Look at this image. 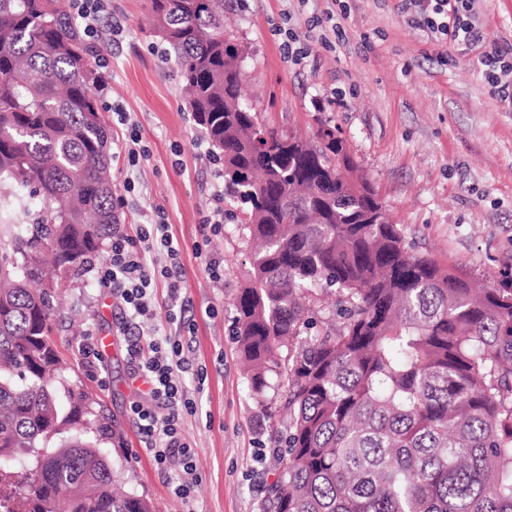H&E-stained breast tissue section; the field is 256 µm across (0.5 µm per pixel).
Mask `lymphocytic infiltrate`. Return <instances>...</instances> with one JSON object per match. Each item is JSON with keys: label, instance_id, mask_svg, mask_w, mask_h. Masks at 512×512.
I'll list each match as a JSON object with an SVG mask.
<instances>
[{"label": "lymphocytic infiltrate", "instance_id": "lymphocytic-infiltrate-1", "mask_svg": "<svg viewBox=\"0 0 512 512\" xmlns=\"http://www.w3.org/2000/svg\"><path fill=\"white\" fill-rule=\"evenodd\" d=\"M475 0H402V11L415 26L436 41L453 45L483 46L479 59L489 84L500 99L512 98V46L493 45L486 27L476 21ZM107 0H73L72 17L89 40L96 45L112 46L123 28L103 24ZM165 252L164 266H151L146 255L152 250ZM180 249L168 233L160 210L147 214L145 223L116 227L107 262L98 267L94 279L99 287L111 289L116 302L127 311L131 321L127 352L147 390L133 402L131 411L138 420L156 467L163 472L176 470L175 494L189 499L198 481L195 451L182 434L183 410L193 403L179 379L185 361L183 347L163 334L152 320L156 314L154 287H167V321L177 319L187 303L183 294Z\"/></svg>", "mask_w": 512, "mask_h": 512}]
</instances>
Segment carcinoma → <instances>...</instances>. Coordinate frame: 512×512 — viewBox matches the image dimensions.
<instances>
[{"mask_svg": "<svg viewBox=\"0 0 512 512\" xmlns=\"http://www.w3.org/2000/svg\"><path fill=\"white\" fill-rule=\"evenodd\" d=\"M150 10L257 245L238 352L266 415L288 412L261 512H512V286L477 291L410 251L340 137L263 124L224 0ZM92 59L68 0H0V491L16 512H153L112 489V420L66 378L45 286L119 223Z\"/></svg>", "mask_w": 512, "mask_h": 512, "instance_id": "cac0c4a2", "label": "carcinoma"}]
</instances>
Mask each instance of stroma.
<instances>
[{"label":"stroma","instance_id":"1","mask_svg":"<svg viewBox=\"0 0 512 512\" xmlns=\"http://www.w3.org/2000/svg\"><path fill=\"white\" fill-rule=\"evenodd\" d=\"M399 0H224L226 35L246 49L244 93L263 120L313 134L334 128L408 244L476 286L512 284V105L501 102L474 63L480 48L443 47L409 27ZM491 38L512 43V0H476ZM107 20L124 36L103 74L112 90L102 118L120 142L127 128L110 105L130 114L149 149L135 171L115 154L112 177L122 224L161 208L181 250L192 332L181 335L192 382L204 372L184 433L199 482L191 502L157 470L129 405L137 383L127 355L126 316L91 274L61 292L55 338L71 380L91 391L121 440L110 450L121 489L145 496L156 512H260L273 481L276 421L253 399L233 335V302L249 278L251 245L225 204L220 234L203 218L213 206L211 146L186 109L148 0H110ZM136 188L127 192L125 179ZM222 262L211 277L199 247ZM113 341L104 356L108 385L85 366L86 332Z\"/></svg>","mask_w":512,"mask_h":512}]
</instances>
